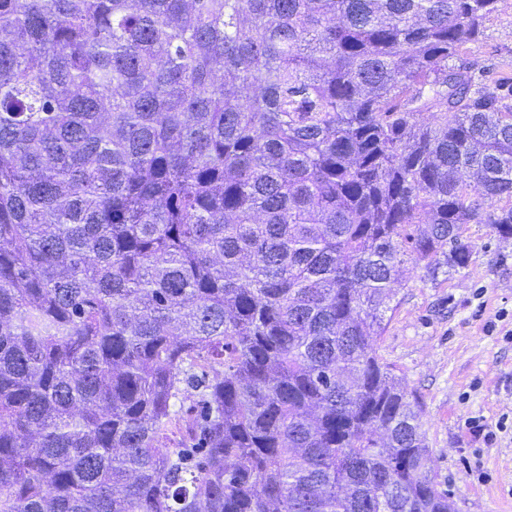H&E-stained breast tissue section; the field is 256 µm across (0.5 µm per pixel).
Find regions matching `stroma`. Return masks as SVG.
Here are the masks:
<instances>
[{
    "mask_svg": "<svg viewBox=\"0 0 512 512\" xmlns=\"http://www.w3.org/2000/svg\"><path fill=\"white\" fill-rule=\"evenodd\" d=\"M472 70L512 75V0H500ZM467 267L430 278L405 269L378 353L419 401L431 468L454 512H512V239L465 224ZM480 419L491 439L475 436Z\"/></svg>",
    "mask_w": 512,
    "mask_h": 512,
    "instance_id": "35a3bbf8",
    "label": "stroma"
}]
</instances>
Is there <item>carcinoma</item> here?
I'll list each match as a JSON object with an SVG mask.
<instances>
[{"mask_svg":"<svg viewBox=\"0 0 512 512\" xmlns=\"http://www.w3.org/2000/svg\"><path fill=\"white\" fill-rule=\"evenodd\" d=\"M497 2L0 0V512H451L377 345L512 237ZM467 47L462 59L476 73L512 76V0L498 3L497 11L485 23V35Z\"/></svg>","mask_w":512,"mask_h":512,"instance_id":"cac0c4a2","label":"carcinoma"}]
</instances>
